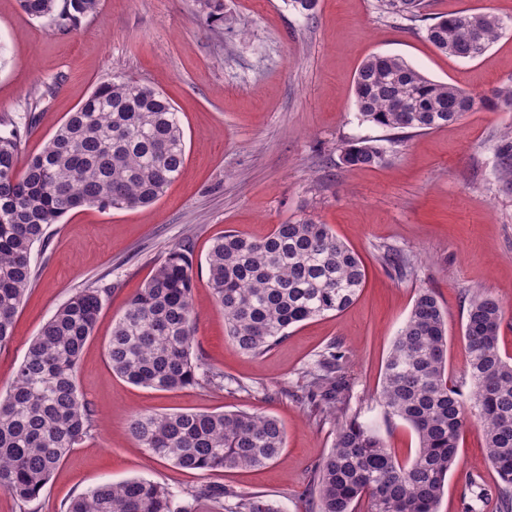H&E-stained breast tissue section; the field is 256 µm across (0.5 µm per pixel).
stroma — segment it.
Listing matches in <instances>:
<instances>
[{"mask_svg": "<svg viewBox=\"0 0 512 512\" xmlns=\"http://www.w3.org/2000/svg\"><path fill=\"white\" fill-rule=\"evenodd\" d=\"M427 14L484 11L507 25L479 59L442 54L424 25L383 12L379 0H317L304 19L286 0H224L238 19L221 32L206 26L195 0H100L70 32L28 16L19 0H0V119L28 124L20 161L39 152L69 112L100 83L124 75L162 92L186 137L181 176L153 205L95 206L67 214L32 255L33 284L0 349V395L56 310L76 291L113 285L77 380L95 412L93 435L73 449L42 491L39 512L104 483L143 478L179 491L219 485L262 495L279 512H311L305 496L315 466L332 449V421L282 391L325 347L349 356L350 414L372 423L400 462L418 447L402 420H385L379 402L386 356L420 289H432L448 319V376L467 366L462 339L468 300L483 291L512 318V190L498 178L496 146L512 132V109L469 112L448 127L400 138L363 123L354 77L374 54L405 58L429 78L492 94L512 85V0H424ZM379 141L386 158L348 167L345 144ZM312 217L363 261L367 281L344 312L290 327L264 354L241 353L227 337L205 261L232 230L261 238L276 225ZM190 242L196 313L195 352L206 367L238 381L235 390L204 383L157 391L115 375L106 348L126 301L168 252ZM397 251L415 261L399 276L383 262ZM242 410L277 418L286 443L274 462L204 474L150 455L132 438L137 412ZM500 479L479 426L460 444L438 512H499Z\"/></svg>", "mask_w": 512, "mask_h": 512, "instance_id": "stroma-1", "label": "stroma"}]
</instances>
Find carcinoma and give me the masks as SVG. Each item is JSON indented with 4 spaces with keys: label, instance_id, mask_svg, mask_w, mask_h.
Instances as JSON below:
<instances>
[{
    "label": "carcinoma",
    "instance_id": "1",
    "mask_svg": "<svg viewBox=\"0 0 512 512\" xmlns=\"http://www.w3.org/2000/svg\"><path fill=\"white\" fill-rule=\"evenodd\" d=\"M384 12L419 18L421 0H380ZM35 19L49 18L71 31L97 12L99 0H19ZM205 23L231 28L224 0H197ZM495 15L441 16L426 28L428 40L459 59L480 58L504 32ZM360 119L396 134L441 129L467 112L512 107V86L491 95L469 93L429 79L398 55L367 58L355 78ZM19 123L0 120V348L13 339L15 316L30 289L32 253L46 229L85 206L127 210L157 201L182 173L184 132L172 104L150 85L117 75L100 84L69 113L42 150L18 168ZM498 170L512 188V135L497 145ZM385 151L375 140L351 142L340 159L348 167L376 166ZM399 273L413 260L384 256ZM216 302L224 309L228 337L241 352L261 355L288 328L338 314L356 300L365 269L355 253L312 218L279 224L262 239L229 232L206 259ZM194 255L172 248L112 327L107 358L127 381L169 391L202 380L224 387V374L204 366L194 352ZM112 285L82 288L63 303L29 344L10 390L0 399V490L30 512L70 451L92 436L94 411L77 383V367ZM505 310L475 292L464 340L469 381L447 373L444 311L433 291L421 290L395 336L385 363L380 403L385 418L406 422L419 441L399 462L370 426L347 417L351 384L348 356L327 345L306 371L305 399L333 419V448L317 466L308 489L316 512H437L457 464L459 442L475 421L485 434L488 460L502 486L501 512L512 509V357L502 354L499 333ZM149 454L188 471L238 469L275 460L285 444L280 422L244 411L140 412L128 423ZM279 512L261 495H241L202 485L179 492L152 480L105 483L67 504L65 512Z\"/></svg>",
    "mask_w": 512,
    "mask_h": 512
}]
</instances>
